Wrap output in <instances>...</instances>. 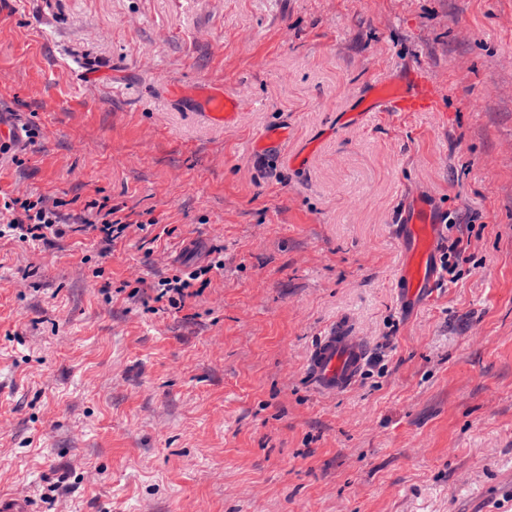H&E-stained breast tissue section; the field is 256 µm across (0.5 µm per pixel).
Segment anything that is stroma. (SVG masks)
Here are the masks:
<instances>
[{
  "label": "stroma",
  "instance_id": "35a3bbf8",
  "mask_svg": "<svg viewBox=\"0 0 512 512\" xmlns=\"http://www.w3.org/2000/svg\"><path fill=\"white\" fill-rule=\"evenodd\" d=\"M434 112L341 124L410 68ZM246 94L234 126L196 90ZM0 190L130 223L0 237V496L31 512H512V0H9ZM288 128L287 155L249 150ZM302 152L303 166L290 154ZM464 253L406 312L393 216ZM223 260L183 309L158 281ZM368 347L326 396L337 318ZM368 355L367 346L337 322L310 350L306 370L325 395H336L355 383Z\"/></svg>",
  "mask_w": 512,
  "mask_h": 512
}]
</instances>
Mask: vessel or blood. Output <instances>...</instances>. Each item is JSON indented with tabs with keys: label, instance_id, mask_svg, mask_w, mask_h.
Segmentation results:
<instances>
[{
	"label": "vessel or blood",
	"instance_id": "vessel-or-blood-1",
	"mask_svg": "<svg viewBox=\"0 0 512 512\" xmlns=\"http://www.w3.org/2000/svg\"><path fill=\"white\" fill-rule=\"evenodd\" d=\"M437 88L417 69L369 84L356 98L354 109L342 112L343 123L354 125L372 112H433L437 109ZM207 119L215 124L232 126L242 117L239 95L222 89H204L201 98ZM443 223L433 222L423 204L401 207L395 235L403 254V264L396 278L398 293L406 306L426 303L436 286L435 253ZM368 355L367 346L355 338L347 325L336 323L321 336L310 350L306 370L323 394L334 395L353 385Z\"/></svg>",
	"mask_w": 512,
	"mask_h": 512
}]
</instances>
